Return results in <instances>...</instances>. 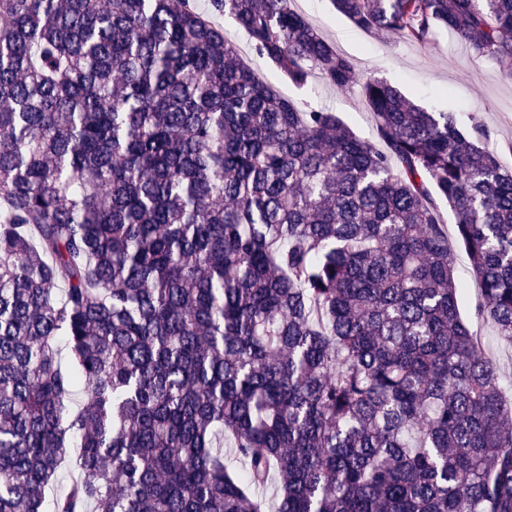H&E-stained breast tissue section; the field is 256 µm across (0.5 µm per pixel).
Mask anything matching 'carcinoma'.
<instances>
[{
    "label": "carcinoma",
    "mask_w": 512,
    "mask_h": 512,
    "mask_svg": "<svg viewBox=\"0 0 512 512\" xmlns=\"http://www.w3.org/2000/svg\"><path fill=\"white\" fill-rule=\"evenodd\" d=\"M332 2L512 80V0ZM213 7L288 84H353L288 0ZM0 18V512H512L441 209L512 343V169L481 127L370 77L380 150L190 0Z\"/></svg>",
    "instance_id": "1"
}]
</instances>
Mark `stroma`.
<instances>
[{
    "instance_id": "stroma-1",
    "label": "stroma",
    "mask_w": 512,
    "mask_h": 512,
    "mask_svg": "<svg viewBox=\"0 0 512 512\" xmlns=\"http://www.w3.org/2000/svg\"><path fill=\"white\" fill-rule=\"evenodd\" d=\"M192 2L200 14L228 33L245 62L262 71L268 82L296 105L332 109L359 137L375 140L373 118L361 98L358 84L359 79L371 75L397 86L425 111L454 113L460 127L483 125L488 132L489 146L497 150L505 167H512V80L502 76L494 60L476 54L451 35H438L426 47L386 33H367L354 28L337 13L331 0H289L292 9L350 57L358 78L357 83L344 91L319 78L298 89L281 82L253 54L244 32L230 16L215 11L211 0ZM453 265L456 279L466 286L460 310L496 360L503 396L512 402V343L502 341L490 322L476 316L480 291L463 250L454 249Z\"/></svg>"
}]
</instances>
